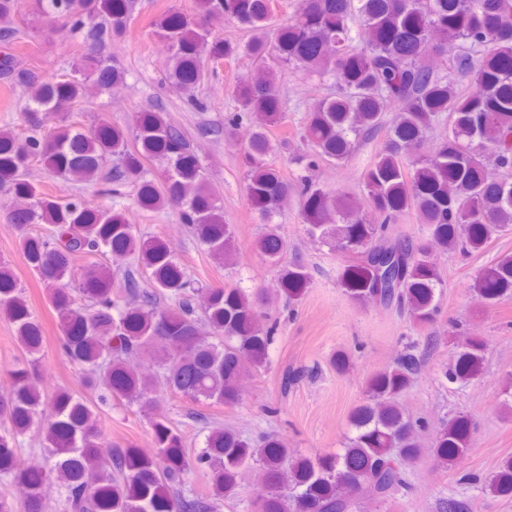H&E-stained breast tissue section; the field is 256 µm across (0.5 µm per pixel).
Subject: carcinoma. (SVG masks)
Masks as SVG:
<instances>
[{"instance_id": "obj_1", "label": "carcinoma", "mask_w": 512, "mask_h": 512, "mask_svg": "<svg viewBox=\"0 0 512 512\" xmlns=\"http://www.w3.org/2000/svg\"><path fill=\"white\" fill-rule=\"evenodd\" d=\"M22 0H0V80L20 89L16 108L42 114L28 135L0 128V184L24 199L13 215L28 265L40 276L56 314L61 348L80 371L87 396L41 388L43 327L33 315L8 263L0 261V317L15 328L25 361L11 371L14 383L0 396V477L22 487L26 512H45L44 492L59 491L62 512H221L235 497L244 470L261 489L258 512H357L348 485L385 504L409 488L408 468L426 455L446 469L468 451L470 419L444 420L429 447L427 424L400 403L421 369L408 351L368 383L367 400L350 417L353 435L338 451L296 455L270 434L244 438L204 422V446L191 453L179 426L157 415L158 393L169 391L203 407H235L240 378L269 364L276 324L265 310L279 300L292 305L311 286L307 268L281 263L287 242L274 221L288 194L297 196L307 234L351 255L339 279L357 304L395 305L421 336L439 314L445 288L436 254L482 250L512 228V183L486 177L490 166L512 169V0H299L286 23L273 20L270 0H196L194 11L165 10L151 22L167 42L164 80L196 110V92L218 76L219 64L248 58L251 75L233 91L235 108L224 126L207 133L238 139L245 189L265 224L255 251L279 266L278 288L247 291L226 284L199 287L160 236H139L125 216L80 194L61 199L29 178L39 162L62 181L81 179L137 187L136 204L168 210L218 265L238 261L224 202L190 148L183 130L157 104L138 111L126 126L101 123L86 130L70 120L89 85L101 92L126 81V71L106 55L140 15L138 0H30L47 31L64 30L80 48L69 72L40 80L9 49L22 36L15 26ZM227 24L249 33L224 38ZM357 26L361 45L353 44ZM335 78L336 90L305 117L295 139L311 150L307 167L339 165L361 142L383 129L386 139L363 174L364 193L350 197L321 187L308 174L292 183L273 161L279 143L269 131L286 122L288 108L278 69ZM468 82L466 93L462 83ZM448 122V140L430 153L420 147L428 131ZM54 124L45 136L43 123ZM164 164V183L149 178L148 163ZM411 218L426 228L414 241L397 227ZM43 224L46 235L30 225ZM93 259L79 287H69L76 257ZM132 258L123 277L100 258ZM152 290H140L139 277ZM473 292L491 306L512 296V256L485 266ZM165 298L173 307L160 310ZM208 332L202 333L200 322ZM486 343L472 340L456 352L445 373L469 382L481 370ZM150 364L146 370L133 362ZM134 407L148 419L153 455L132 443L105 440L106 408ZM49 468L21 458L19 437L39 419ZM202 476L205 489H188L185 477ZM487 495L512 492V456L483 482Z\"/></svg>"}]
</instances>
